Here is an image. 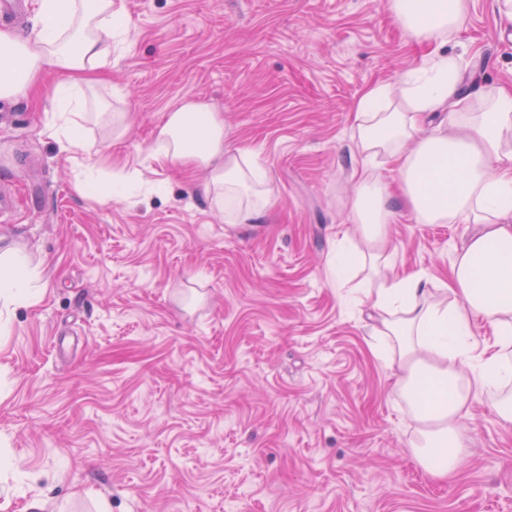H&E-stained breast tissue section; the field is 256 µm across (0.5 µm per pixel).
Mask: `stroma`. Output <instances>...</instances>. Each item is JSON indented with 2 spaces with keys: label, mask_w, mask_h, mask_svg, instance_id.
I'll return each mask as SVG.
<instances>
[{
  "label": "stroma",
  "mask_w": 512,
  "mask_h": 512,
  "mask_svg": "<svg viewBox=\"0 0 512 512\" xmlns=\"http://www.w3.org/2000/svg\"><path fill=\"white\" fill-rule=\"evenodd\" d=\"M128 26L96 96L125 133L87 125L60 152L49 76L0 101V252L38 299H0V512H512V428L483 395L448 479L419 435L392 347L371 332L366 271L330 285L360 167L356 109L427 48L387 0H114ZM450 51L512 81V24L471 0ZM224 116L272 190L228 224L202 177L154 160L183 100ZM98 160L97 189L80 163ZM134 188L113 199L114 174ZM469 224L387 225L397 274L449 282Z\"/></svg>",
  "instance_id": "obj_1"
}]
</instances>
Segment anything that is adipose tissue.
<instances>
[{
    "label": "adipose tissue",
    "instance_id": "1",
    "mask_svg": "<svg viewBox=\"0 0 512 512\" xmlns=\"http://www.w3.org/2000/svg\"><path fill=\"white\" fill-rule=\"evenodd\" d=\"M114 0H40L29 36L0 30V100L27 94L47 73L60 76L53 134L62 150L79 145L83 128L71 113L94 75L112 65V37L127 26ZM395 22L412 37L436 43L395 85L369 88L357 106L359 148L388 158L386 182L370 168L358 174L352 207L359 240L329 253L332 279L369 264L377 280L371 317L376 335L397 348L399 384L420 425L416 454L435 479L467 456L458 434L473 399L512 379V85L469 87V61L442 46L464 26L470 0H389ZM480 111H471L473 102ZM224 118L188 100L169 112L157 135L156 161L208 173L206 195L216 210L235 195L248 203L231 213L243 224L263 214L272 191L244 149H231ZM421 224H470L457 248L448 291L433 300L421 274L396 276L385 255L392 200ZM32 269L0 254V298L36 299ZM496 330L493 346L474 340L472 321Z\"/></svg>",
    "mask_w": 512,
    "mask_h": 512
}]
</instances>
